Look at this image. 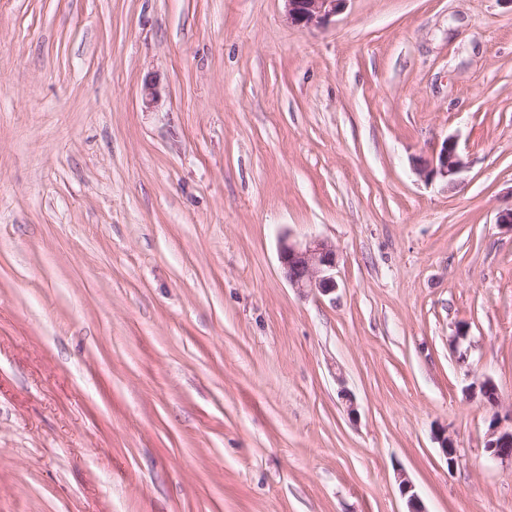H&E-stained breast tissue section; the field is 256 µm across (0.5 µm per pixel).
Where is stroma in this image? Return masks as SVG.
I'll list each match as a JSON object with an SVG mask.
<instances>
[{
	"mask_svg": "<svg viewBox=\"0 0 512 512\" xmlns=\"http://www.w3.org/2000/svg\"><path fill=\"white\" fill-rule=\"evenodd\" d=\"M511 205L512 0H0V512H512ZM288 21L299 28L325 24L340 13L348 0H284ZM466 166L467 162L453 137H446L438 143L428 158L420 157L416 161V171L425 180L446 178L448 184H454L456 177ZM279 262L288 282L306 295H323L338 289L335 247L324 239L297 240L290 232L279 239ZM478 389L483 402L494 408L488 425L486 452L493 460L512 461V411L504 415L499 412L501 398L497 387L492 382H480Z\"/></svg>",
	"mask_w": 512,
	"mask_h": 512,
	"instance_id": "obj_1",
	"label": "stroma"
}]
</instances>
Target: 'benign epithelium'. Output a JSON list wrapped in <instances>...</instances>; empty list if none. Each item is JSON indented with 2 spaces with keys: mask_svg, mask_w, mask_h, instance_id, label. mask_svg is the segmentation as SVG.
Wrapping results in <instances>:
<instances>
[{
  "mask_svg": "<svg viewBox=\"0 0 512 512\" xmlns=\"http://www.w3.org/2000/svg\"><path fill=\"white\" fill-rule=\"evenodd\" d=\"M288 21L299 28H311L325 24L340 13L347 0H285ZM467 162L459 150L458 142L447 137L437 144L430 156L416 161V171L425 180L437 177L447 179L453 184L456 177L466 168ZM279 262L288 282L298 292L306 295L330 294L338 289L336 267L338 263L335 247L324 239L313 238L300 241L289 232L279 239ZM483 402L494 408L489 420L485 449L493 460L512 461V411L501 414L498 410L501 402L497 387L490 381L478 385ZM440 450L446 459L448 468L458 462L454 441L444 436L440 441ZM399 490L407 499V512H426L420 498L414 492L413 485L405 478L399 482Z\"/></svg>",
  "mask_w": 512,
  "mask_h": 512,
  "instance_id": "7a95c632",
  "label": "benign epithelium"
}]
</instances>
